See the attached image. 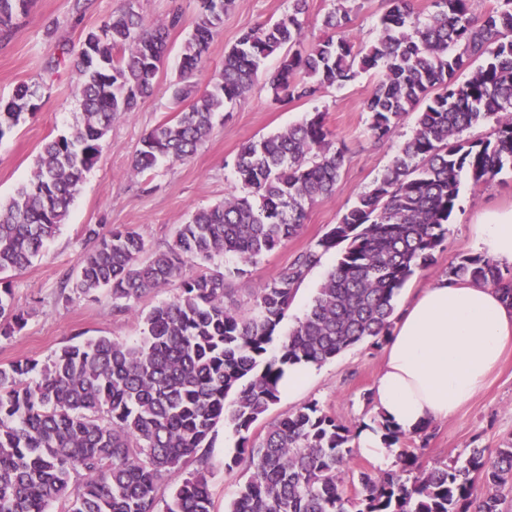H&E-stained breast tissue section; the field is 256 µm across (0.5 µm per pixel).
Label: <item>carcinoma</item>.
<instances>
[{"label":"carcinoma","mask_w":512,"mask_h":512,"mask_svg":"<svg viewBox=\"0 0 512 512\" xmlns=\"http://www.w3.org/2000/svg\"><path fill=\"white\" fill-rule=\"evenodd\" d=\"M28 2L0 0V25ZM348 2L337 0L322 18L325 36L306 45L309 0H289L280 19L244 32L224 52L211 88L176 84L173 99L187 106L143 137L132 172L194 157L216 115L245 98L274 54L281 55L269 81L275 98L312 99L375 71L379 80L363 102L370 135L390 138L402 116L416 111L412 134L340 222L257 288L246 310L224 275L187 270L233 255L243 273L299 234L309 205L336 192L346 149L336 145L325 113L243 145L233 167L238 192L196 209L174 243L147 260L136 231L84 225L93 247L62 289L85 297L107 290L120 313L136 312L143 296L173 281L181 292L142 317L137 344L98 336L63 346L43 365L28 358L0 365V512H49L59 500L67 502L65 512H156L158 487L190 461L196 468L172 490L165 512H212L208 457L199 450L212 447L221 421L239 435L225 467L247 475L227 512H503L512 443L493 455L473 448L461 461L415 476L418 449L403 447L397 458L408 477L362 472L359 489L348 496L343 466L357 433L317 403L252 435L279 398L285 368L318 365L390 335L396 295L434 263L446 238L461 176L480 186L512 168V0H497L482 16L470 11V0H433L424 21L413 16L410 0H386L377 36L359 45L345 35L353 12ZM231 4L198 0L181 75L205 68ZM166 53L165 27L146 24L131 3L62 51L60 62L72 60L79 73L82 118L42 145L31 178L0 205V336L24 322L5 283L65 224L112 122L152 95ZM475 57L484 63L457 82L456 73ZM39 110L37 89L18 85L0 100V139ZM490 121L497 125L494 139H460ZM341 244L309 310L271 349L295 286L322 252ZM448 280L499 288L512 301V268L484 255L461 257L448 268Z\"/></svg>","instance_id":"obj_1"}]
</instances>
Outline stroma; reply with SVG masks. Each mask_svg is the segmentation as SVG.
I'll list each match as a JSON object with an SVG mask.
<instances>
[{"label":"stroma","mask_w":512,"mask_h":512,"mask_svg":"<svg viewBox=\"0 0 512 512\" xmlns=\"http://www.w3.org/2000/svg\"><path fill=\"white\" fill-rule=\"evenodd\" d=\"M125 4L126 0H31L27 12L14 16L8 26H0V97L9 96L17 84L26 82L37 86L43 101L40 112L0 139L1 203L28 180L42 143L67 131L80 118L73 93L78 75L57 62L63 48L79 43ZM135 6L150 23L167 21L176 10L182 12L185 22L169 31L167 59L157 75L154 95L142 101L132 115L113 122L101 158L86 173L66 223L27 270L11 278L15 308L25 323L10 338L0 337V364L26 357L45 363L60 347L96 336L137 342L142 337V314L178 294V283H170L143 298L133 315L116 312L105 291L92 297L74 294L62 298V276L77 268L88 248L84 225L128 227L143 237L148 253L167 250L178 225L186 222L191 211L222 202L234 190L233 160L242 145L298 123L313 110L325 112L336 143L347 150L335 195L310 206L300 233L248 266L245 274L235 275L238 262L231 257L203 266L205 272L229 276L235 299L245 305L255 288L287 270L301 252L339 222L371 188L416 125L415 114L409 113L401 118L390 139L378 142L371 138L368 114L363 110V102L378 80L371 71L360 73L342 87L329 88L311 101L274 100L268 80L279 65L280 58L275 55L266 60L246 98L218 116L212 136L190 161L164 162L153 171L134 174L130 162L142 136L175 113L172 86L179 78V56L197 4L195 0H136ZM287 9L288 0H234L210 45L207 70L195 77L198 88L209 87L223 66L225 50L243 32L281 18ZM496 209H512V168L503 169L486 185L462 183L459 206L449 220L447 237L434 264L406 282L395 298L396 307H403L409 296L445 277L461 256L476 254L472 226L484 212ZM339 254L336 248L323 253L297 285L278 335H287L304 316L334 270ZM382 357V348L362 342L318 365L295 395H280L256 423L254 434L265 433L270 424L311 402L318 403L338 423L355 429L376 428L378 415L370 395ZM428 435L426 447L419 452L425 466L465 458L474 447L492 451L512 443V350L505 353L486 389L452 418L432 424ZM213 437L208 485L213 512H225L245 482L241 470L225 467L239 437L221 423Z\"/></svg>","instance_id":"stroma-1"}]
</instances>
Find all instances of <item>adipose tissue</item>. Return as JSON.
Masks as SVG:
<instances>
[{
  "instance_id": "1",
  "label": "adipose tissue",
  "mask_w": 512,
  "mask_h": 512,
  "mask_svg": "<svg viewBox=\"0 0 512 512\" xmlns=\"http://www.w3.org/2000/svg\"><path fill=\"white\" fill-rule=\"evenodd\" d=\"M477 247L512 265V209L485 213ZM512 345V303L491 287L440 279L405 306L372 389L380 419L411 434L445 421L486 384Z\"/></svg>"
}]
</instances>
